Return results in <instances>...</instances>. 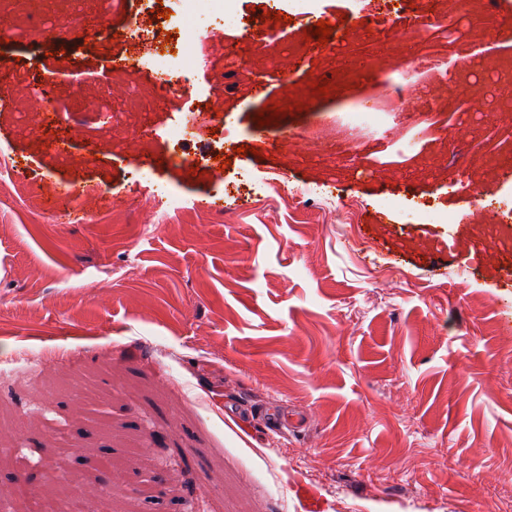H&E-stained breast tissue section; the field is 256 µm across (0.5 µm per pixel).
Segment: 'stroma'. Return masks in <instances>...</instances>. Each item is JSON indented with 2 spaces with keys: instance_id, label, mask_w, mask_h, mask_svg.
<instances>
[{
  "instance_id": "obj_1",
  "label": "stroma",
  "mask_w": 512,
  "mask_h": 512,
  "mask_svg": "<svg viewBox=\"0 0 512 512\" xmlns=\"http://www.w3.org/2000/svg\"><path fill=\"white\" fill-rule=\"evenodd\" d=\"M44 23L0 35V73L13 77L0 108V512H15L16 481L44 490L57 466L88 474L86 512L106 491L110 512H512V252L487 243L484 214L448 187L503 179L486 157L512 158V132L477 116L454 153L439 131L455 112L418 133L388 116L352 134L385 169L361 180L288 143L336 130L355 98L384 92V72L261 127L256 114L285 87L243 77L231 98L211 97L224 61L191 35L188 51L209 60L192 99L219 130L185 149L208 158L226 124L245 150L220 174L165 165L167 132L188 113L147 105L121 130L154 138L161 162L145 180L90 113L122 42H86L82 25L52 14ZM377 54L353 30L302 70L328 76L337 57ZM47 76L81 123L74 164L45 148L66 132L33 104ZM243 171L334 186L350 214L270 201ZM106 183L112 195L96 200L71 192ZM162 187L182 211L157 198ZM425 201L470 218H408ZM284 407L304 415L301 431L267 428L263 413ZM134 445L152 469L129 460ZM99 456L110 470H95ZM157 474L163 484L138 499Z\"/></svg>"
}]
</instances>
